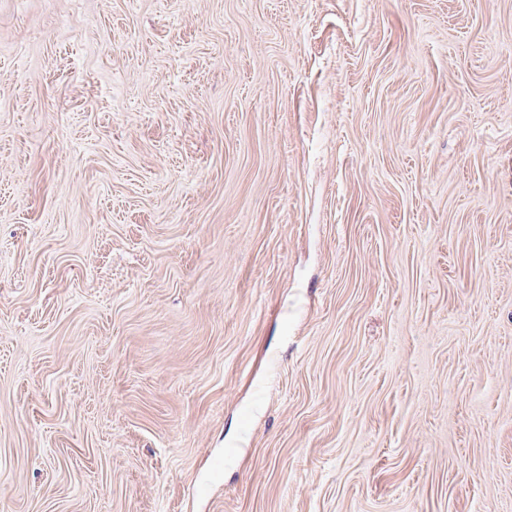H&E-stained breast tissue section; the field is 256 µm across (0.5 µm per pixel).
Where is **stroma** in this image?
<instances>
[{
    "label": "stroma",
    "instance_id": "1",
    "mask_svg": "<svg viewBox=\"0 0 512 512\" xmlns=\"http://www.w3.org/2000/svg\"><path fill=\"white\" fill-rule=\"evenodd\" d=\"M0 512H512V0H0Z\"/></svg>",
    "mask_w": 512,
    "mask_h": 512
}]
</instances>
